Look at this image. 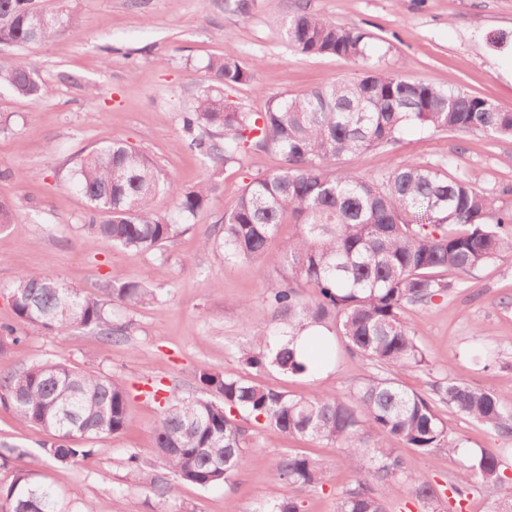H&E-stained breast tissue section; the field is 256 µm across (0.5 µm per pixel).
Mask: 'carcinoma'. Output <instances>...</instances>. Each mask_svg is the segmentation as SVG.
I'll list each match as a JSON object with an SVG mask.
<instances>
[{
    "instance_id": "cac0c4a2",
    "label": "carcinoma",
    "mask_w": 512,
    "mask_h": 512,
    "mask_svg": "<svg viewBox=\"0 0 512 512\" xmlns=\"http://www.w3.org/2000/svg\"><path fill=\"white\" fill-rule=\"evenodd\" d=\"M33 11L32 0H0V45L52 42L80 30L72 10L45 11L40 23ZM284 36L301 55L336 57L361 72L248 112L224 90L252 81L259 61L248 66L227 51L209 59L214 86L181 116L188 148L212 163L205 180L183 189L149 155L114 140L75 158L67 180L89 203L88 229L118 249L154 253L210 205L224 167L247 150L278 153L281 168L246 185L213 241L205 243L226 259L253 261L265 254L280 225L296 227L277 258L280 280L269 295L275 317L251 328L242 349L245 365L257 372H309L306 353L296 343L318 327L327 355L333 352L331 336H339L379 372L343 397L303 398L246 376L199 370L200 394L177 399L155 427L156 453L166 472L152 476L150 489L166 497L170 473L203 489L230 482L247 464L246 429L236 419L244 414L281 434L343 450L357 480L339 494L336 512H386L387 495L408 498L423 512H446L450 502L464 501L472 483L495 486L504 476L497 452L461 446L443 409L501 433H512V414L493 393L448 377L426 395L403 388L398 373L429 365L404 312L446 296L448 276L462 277L512 256V212L477 191L469 178L410 160L377 178L338 163L395 143L408 127L512 137V112L372 64L364 29L338 26L300 3L284 23ZM1 86L29 99L50 93L34 64L21 57L0 59ZM159 193L172 200L168 214L153 207ZM307 288L313 296L304 294ZM109 291L106 302L52 275L21 272L11 301L24 326L52 333L78 326L118 341L125 326L113 322L109 305L152 304L156 293L119 272L112 273ZM127 399L120 377L78 371L64 362L0 376V403L47 433L44 456L62 466L85 465L94 456L93 439L125 431ZM401 447L461 454L462 468L448 493L408 471ZM0 458L21 462L12 483L0 488V512H68L41 480L40 456L15 446ZM275 469L282 490L258 512H298L288 488L317 487L325 480L322 464L298 452L281 457Z\"/></svg>"
}]
</instances>
